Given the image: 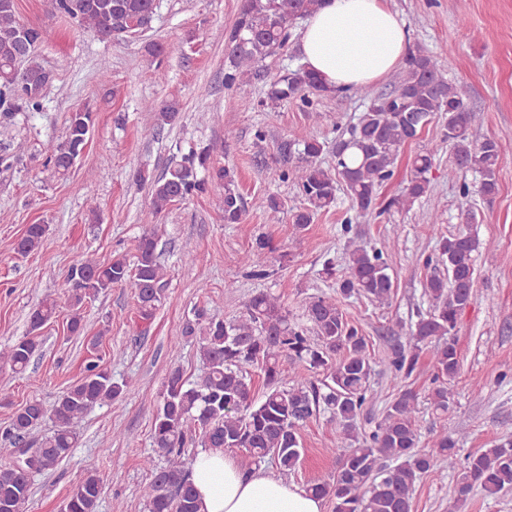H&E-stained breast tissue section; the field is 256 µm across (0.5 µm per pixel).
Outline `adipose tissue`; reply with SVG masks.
Returning a JSON list of instances; mask_svg holds the SVG:
<instances>
[{
    "instance_id": "1",
    "label": "adipose tissue",
    "mask_w": 512,
    "mask_h": 512,
    "mask_svg": "<svg viewBox=\"0 0 512 512\" xmlns=\"http://www.w3.org/2000/svg\"><path fill=\"white\" fill-rule=\"evenodd\" d=\"M406 23L388 0H323L308 16L301 62L335 93L364 88L399 66ZM200 512H323V500L264 468H242L229 454L199 449L192 464Z\"/></svg>"
}]
</instances>
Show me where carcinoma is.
Returning <instances> with one entry per match:
<instances>
[{"instance_id":"cac0c4a2","label":"carcinoma","mask_w":512,"mask_h":512,"mask_svg":"<svg viewBox=\"0 0 512 512\" xmlns=\"http://www.w3.org/2000/svg\"><path fill=\"white\" fill-rule=\"evenodd\" d=\"M321 2L239 0L235 21L220 33L227 54L224 87H234L276 48L286 45L294 21L317 11ZM52 7L103 39L122 40L151 28L159 0H52ZM43 42L44 30L19 19L15 0H0V120L7 123L21 112L44 109L53 75L38 59ZM329 94L331 90L320 78L299 65L275 77L266 98L311 109ZM144 109L156 113L161 126L175 123L180 115L175 100L147 102ZM441 112L448 113L446 138L455 170L481 176L474 187L461 184L462 196L476 193L493 198L503 161L500 139L473 142L470 129L475 115L462 90L448 80L437 55L417 46L408 51L390 90L372 97L348 136L336 139L332 164L322 165L323 143L308 130L293 132L292 143L302 146V157L297 164L274 171L279 180L292 182L306 203L291 214V223L303 230L319 213L335 208L340 188L350 198L352 210L360 214L375 210L378 189L394 176L402 146L418 138ZM91 125V113L75 109L68 117L65 137L45 143V166L57 177L69 176ZM222 149L218 141L203 147L191 144L181 152L179 162L155 178L141 169L134 171L135 184H148L143 223H157L175 203L203 194L212 185L224 191V223H241L245 207L236 178L230 169L211 163ZM432 167L431 155L416 156L401 194L390 199L381 212L393 207L410 209L429 191ZM201 170L205 171L202 176ZM49 230L47 224L26 225L15 252L27 256L38 250ZM477 247L476 237L464 230L441 239L436 258L425 260L427 266L445 267V272H436L427 280L431 308L410 329V340L393 348L387 358L386 371L394 381L402 382L417 370L422 347L430 346L435 374L429 400L441 416L448 415V380L460 371L453 333L473 298ZM157 248L155 230L149 229L139 238L132 262L115 255L108 261L87 257L73 264L67 275L68 332L81 335L85 302L116 286L132 289L139 318L152 320L166 285V269ZM389 249L387 244L372 248L349 241L347 272L336 295L321 294L307 302L309 329L290 322L280 299L264 292L253 295L241 315L230 321L195 309L194 320L187 321L180 334L196 341L204 371L195 379L178 366L167 373L151 425V447L164 463L159 466L151 458L146 460L150 478L142 487V497L147 512H199L190 482L192 463L185 458V448L197 439L203 448L242 450L258 463L270 461L284 473L295 471L303 455L299 430L321 411L329 413L336 430L356 444L339 456L328 477L307 484L314 494L335 501L334 512H412L416 481L445 462L458 469L452 512H462L477 487L490 495L512 492V439L471 454L459 465L457 440L446 432L433 437L427 452L416 451L419 434L412 392L399 390L381 418L367 415V393L375 370L367 338L347 321L341 298L357 294L379 304L391 298L394 282L388 273ZM57 312L56 301L42 300L29 318L32 335L1 348L0 362L16 373L25 372L39 349L33 332L56 318ZM285 360L302 364L320 379L289 383L282 369ZM254 364L264 371L265 391L259 398L252 395L247 371ZM129 391V383L113 380L99 360L89 361L84 376L58 397L52 409L53 431L33 449L31 462L37 472L54 470L77 446L78 426L88 412ZM46 416L37 400L18 409L8 427L0 431V455H17L29 431ZM364 422L372 425L367 433L362 431ZM195 431L197 439L193 438ZM101 492L100 478L88 473L66 499L63 512H96ZM29 499L30 482L20 465L0 467V512H27Z\"/></svg>"}]
</instances>
